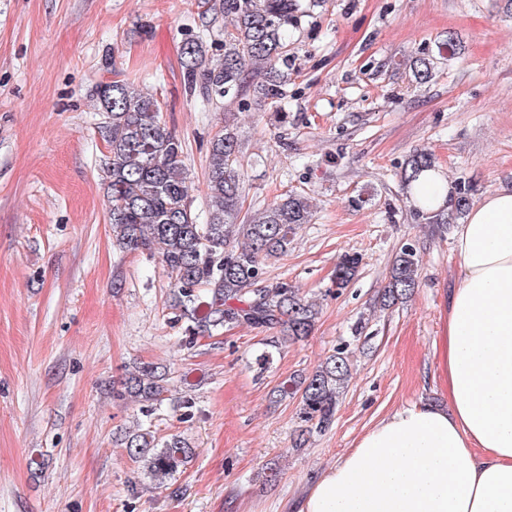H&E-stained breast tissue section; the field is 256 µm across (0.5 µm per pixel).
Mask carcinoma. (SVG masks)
<instances>
[{
  "label": "carcinoma",
  "instance_id": "cac0c4a2",
  "mask_svg": "<svg viewBox=\"0 0 512 512\" xmlns=\"http://www.w3.org/2000/svg\"><path fill=\"white\" fill-rule=\"evenodd\" d=\"M299 13L297 0H203L202 26H210L211 14L224 17V30L217 33L223 37L224 57L213 61L201 37L186 39L180 64L187 91L216 110L224 98L243 100L252 92L267 104L285 107L288 31L297 26ZM411 68L421 83L432 76L426 57L415 58ZM250 70L263 75L261 84L253 87L247 81ZM93 99L102 114L98 134L107 145L101 172L112 244L158 259L173 288L170 310L175 322L184 326L185 344L235 324L281 328L290 341L310 336L318 310L299 289L287 282L259 287L264 259L286 253L295 230L310 223L309 198L291 192L242 223L240 144L226 116L224 129L209 142L208 201L201 217L193 210L184 176V142L168 127L160 101L116 70L112 79L95 86ZM436 170L433 153L410 154L401 172L406 194L420 174ZM469 207L468 192L460 189L450 204L430 211V219L447 224ZM361 264L359 253L342 254L334 270L336 289L347 287ZM418 279L416 249L405 243L379 292L380 307L388 309L410 298ZM349 377L348 353L339 347L309 376L290 378L275 388L281 399L299 398V442L329 428ZM165 383L166 373L144 363L128 372L113 394L141 404L148 414L164 401ZM125 443L130 455L144 462L145 475L157 488L192 455V448L176 434L159 442L148 432L135 431L125 436Z\"/></svg>",
  "mask_w": 512,
  "mask_h": 512
}]
</instances>
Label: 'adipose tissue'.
Returning <instances> with one entry per match:
<instances>
[{
    "label": "adipose tissue",
    "instance_id": "obj_1",
    "mask_svg": "<svg viewBox=\"0 0 512 512\" xmlns=\"http://www.w3.org/2000/svg\"><path fill=\"white\" fill-rule=\"evenodd\" d=\"M453 237L460 278L434 341L447 399L381 419L297 512H512V190Z\"/></svg>",
    "mask_w": 512,
    "mask_h": 512
}]
</instances>
